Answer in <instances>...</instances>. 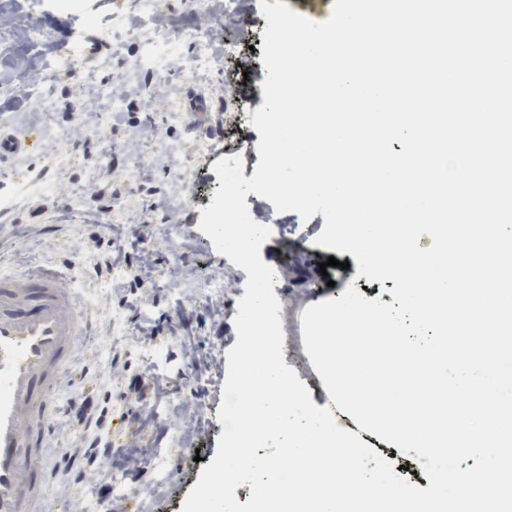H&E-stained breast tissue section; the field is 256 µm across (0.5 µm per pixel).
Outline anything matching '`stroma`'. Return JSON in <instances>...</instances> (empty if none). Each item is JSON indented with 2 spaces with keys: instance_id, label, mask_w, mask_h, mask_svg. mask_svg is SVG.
Here are the masks:
<instances>
[{
  "instance_id": "35a3bbf8",
  "label": "stroma",
  "mask_w": 512,
  "mask_h": 512,
  "mask_svg": "<svg viewBox=\"0 0 512 512\" xmlns=\"http://www.w3.org/2000/svg\"><path fill=\"white\" fill-rule=\"evenodd\" d=\"M139 9V0H74L62 10L34 14L33 22L71 50L70 60L47 59L55 79L40 95L30 92L28 75L12 66L13 55L28 51L20 34L6 33L0 46L6 53L0 59V125L34 130L41 143L39 152L0 161V180L7 189L0 208L8 211L0 222V268L8 273L47 265L69 269L68 288L95 318L92 335L79 343L81 350L93 352L94 362L89 367L76 362L57 401L86 403L95 416L103 395L112 398L107 418L111 457L103 471V494H89L65 473L46 491V512H65L79 498L85 500L87 512H181L206 463L214 459L224 430L218 411L227 352L237 341L238 287L248 275L205 245L198 225L202 209L220 187L213 166L224 156L225 127L232 119L225 110L226 81L244 82V96L253 108L264 103L263 62L242 72L224 57L225 42L258 45L261 17L225 15L224 0H214V12L207 17L194 11L192 0H161L157 17L140 14ZM117 15L128 19L132 32L114 31ZM161 17L168 29L183 34L178 48L154 42ZM200 29L210 33V61L193 75L188 61L196 52L192 36ZM144 53L156 58L155 73L131 70V63ZM121 79L131 89L123 107L110 113L105 125H91L82 136H74L73 106L83 87ZM173 107L184 112V125H167L166 114ZM132 116L153 126L158 136L141 143L145 165L131 186L125 177V126ZM201 139L212 144L211 154L196 153ZM107 142L112 145L108 173L99 163ZM59 152L70 157L61 169L51 165ZM179 154L194 155L195 164L184 179L174 181L165 169L170 156ZM130 193L137 196L138 205L127 215L126 247L153 249L156 267L169 283L120 296L112 286L130 281L132 268L122 265L112 274L99 275L95 266L101 243L112 237V206ZM75 197L80 206H72ZM259 206L268 212L272 231L260 249L264 263L282 268L286 252L296 244L311 263L331 257L337 261L326 276L290 288L288 302L279 311L282 330L292 340L284 363L321 407L324 383L311 374L310 357L297 331L305 309L339 298L351 285L369 300L390 304L394 298L388 283L368 280L357 266L340 269L348 253L315 244L325 225L322 214L305 221L298 213L276 211L264 198ZM209 279L231 280L237 288L213 300L198 289ZM142 318L154 320L159 334L131 337L134 323ZM115 358L127 365L119 377L110 373ZM144 448L152 450L155 460L147 469H135L129 459Z\"/></svg>"
}]
</instances>
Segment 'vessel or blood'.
I'll use <instances>...</instances> for the list:
<instances>
[{"label":"vessel or blood","instance_id":"1","mask_svg":"<svg viewBox=\"0 0 512 512\" xmlns=\"http://www.w3.org/2000/svg\"><path fill=\"white\" fill-rule=\"evenodd\" d=\"M25 129H0V158L33 148ZM93 327L58 269L0 273V512H41L59 472L46 455L48 423L79 339Z\"/></svg>","mask_w":512,"mask_h":512}]
</instances>
